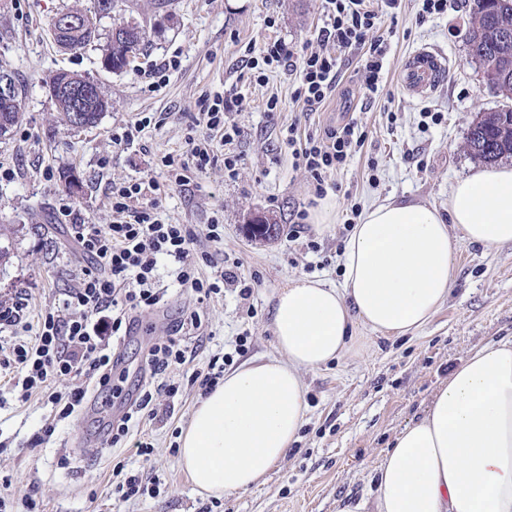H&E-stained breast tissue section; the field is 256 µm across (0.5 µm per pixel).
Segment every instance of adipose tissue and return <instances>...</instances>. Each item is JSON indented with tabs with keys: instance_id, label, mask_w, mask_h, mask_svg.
I'll return each mask as SVG.
<instances>
[{
	"instance_id": "adipose-tissue-1",
	"label": "adipose tissue",
	"mask_w": 512,
	"mask_h": 512,
	"mask_svg": "<svg viewBox=\"0 0 512 512\" xmlns=\"http://www.w3.org/2000/svg\"><path fill=\"white\" fill-rule=\"evenodd\" d=\"M463 243L512 245V166L458 181L444 215L398 200L365 210L344 243L341 287L289 280L271 308L275 356L225 374L181 433L179 464L199 490L260 485L298 440L304 372L345 355L356 327L385 338L424 327L451 292ZM373 477L376 495L360 512H512V339L453 369Z\"/></svg>"
}]
</instances>
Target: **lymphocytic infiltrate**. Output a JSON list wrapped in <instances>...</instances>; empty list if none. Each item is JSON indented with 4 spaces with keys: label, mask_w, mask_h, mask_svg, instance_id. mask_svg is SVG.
Segmentation results:
<instances>
[{
    "label": "lymphocytic infiltrate",
    "mask_w": 512,
    "mask_h": 512,
    "mask_svg": "<svg viewBox=\"0 0 512 512\" xmlns=\"http://www.w3.org/2000/svg\"><path fill=\"white\" fill-rule=\"evenodd\" d=\"M324 13V25L315 44L304 46L302 51H295L281 39L247 49V66L259 83L266 81L271 69L291 66L293 58H300V73L291 98L311 112L336 90L339 52L362 53V89L369 98L380 93L388 64V45L377 34L378 14L373 0H325ZM202 103L206 136H188L185 154L161 159L169 183L183 189L194 185L218 162L223 163L228 177L237 173L239 156L233 145L245 136L244 128L232 118L239 109V99L231 93H217L204 96ZM217 139L226 147L224 155L214 151ZM285 140L292 149L295 167L310 175L320 194L326 177L343 169L362 148L364 133L353 121L304 132L293 123L285 132ZM158 189L155 183L146 187L138 183L113 185L112 221L106 225L75 222L70 205L58 209L59 220L69 221L73 239L93 266L69 288L62 309L42 312L34 341L11 344L0 360L15 370L11 391L18 402L38 396L51 406V421L34 435L30 447L41 445L54 434L58 422L81 411L89 390L103 391L111 386L112 374L119 365L112 350L115 339L129 336L134 314L153 312L166 302L165 291L155 276L159 259L176 264L178 282L189 288L197 303L218 298L228 287L237 289L244 300L254 293L253 284L239 277L236 264L227 262L219 252L197 246L202 238L221 243L223 224L215 221L199 231L188 224L166 221L152 197ZM201 328V314L194 310L167 336L150 341L145 368L160 382L155 389H142L131 400L128 411L107 424L108 446L122 447L134 425L157 419L156 396L176 397L186 385L198 387L206 395L223 379L230 354L213 356L203 368L192 365L194 357L185 337ZM186 365L192 368L186 381L165 379L167 369ZM62 377L76 379V386L65 392L53 390V382Z\"/></svg>",
    "instance_id": "1"
}]
</instances>
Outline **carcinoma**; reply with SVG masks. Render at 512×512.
<instances>
[{
  "label": "carcinoma",
  "mask_w": 512,
  "mask_h": 512,
  "mask_svg": "<svg viewBox=\"0 0 512 512\" xmlns=\"http://www.w3.org/2000/svg\"><path fill=\"white\" fill-rule=\"evenodd\" d=\"M473 23L468 32L470 55L483 67L487 85L512 93V0H472ZM99 36L98 26L73 29L66 35L72 49H82ZM147 40L146 29L137 22L128 23L125 37L106 44L110 52V70L121 71L141 51ZM52 90L75 84L87 88L80 112L61 113V119L71 127L83 128L96 124L112 107L101 86L78 74L58 72L50 81ZM20 107L0 105V130L9 132L19 121ZM467 151L487 163L512 157V107L487 112L473 123L467 137Z\"/></svg>",
  "instance_id": "1"
}]
</instances>
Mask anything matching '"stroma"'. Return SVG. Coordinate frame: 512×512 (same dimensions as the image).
I'll return each mask as SVG.
<instances>
[{
  "label": "stroma",
  "instance_id": "1",
  "mask_svg": "<svg viewBox=\"0 0 512 512\" xmlns=\"http://www.w3.org/2000/svg\"><path fill=\"white\" fill-rule=\"evenodd\" d=\"M94 6L95 0H0V66L25 90L20 123L0 139V225L12 230L10 259L0 265V300H25L29 327L41 310L62 303L90 264L58 222L57 208L67 203L86 222L108 224L113 184L165 183L161 157L185 153L188 134L203 131L198 104L203 94L230 90L243 100L236 120L249 134L234 146L238 174L227 178L223 164H216L197 188L167 189L160 209L175 224H207L221 217V251L238 260L239 274L258 279L251 305L228 289L204 307L208 336L188 341L195 365L226 352L237 368L274 355L270 309L288 280L318 278L341 287L348 204L363 210L396 199L447 214L453 186L479 166L465 148L470 127L480 113L512 107V98L486 86L468 52L470 0H448L447 14L425 20L418 17V0H403L395 14L375 0L378 33L390 45L382 92L372 100L364 96L360 57L343 52L335 92L310 113L291 99L297 72L269 73L261 85L243 58L247 46L276 38L297 48L315 41L324 20L323 0H125L118 18L102 19L101 33H109L115 20L134 19L146 28L148 42L118 73L102 67L99 43L63 52L51 40L57 13ZM424 45L446 55L448 71L429 97L420 98L405 92L398 70ZM170 59L177 60V68L168 71L165 86L150 91L154 69ZM60 70L93 79L111 98L110 111L96 125L74 129L59 120L49 81ZM272 96L280 110L270 118L264 104ZM426 111L442 113L441 124L421 129ZM145 116L152 123L134 144H113V133ZM296 120L314 128L353 120L366 134L349 164L326 179L325 197H316L311 178L294 166L283 138L284 128ZM67 172L79 178V193L66 188ZM325 200L332 206L331 225L313 232L319 251L304 253L300 242L289 241L288 225L294 212H314ZM259 218L276 222L274 237L251 234L249 224ZM452 266V292L422 329L384 339L357 328L344 357L305 373L299 441L258 488L215 499L199 494L180 469L172 449L200 399L196 390L185 389L175 398L171 418L144 424L142 432L153 444L150 455L102 446L93 418L83 413L60 423L48 442L31 449L27 442L51 409L36 398L18 404L7 393L10 376L3 372L0 480H11L15 498L33 495L43 512H345L372 499L371 477L391 439L424 416L449 371L472 350L512 336V246L463 244ZM158 275L168 289L167 305L145 316L142 333L122 345L128 390L142 382L149 338L164 336L195 306L178 288L170 265L160 264ZM28 329L11 334L26 340ZM245 330L247 350L235 354L234 341ZM119 462L159 481V495L118 501L112 468Z\"/></svg>",
  "mask_w": 512,
  "mask_h": 512
}]
</instances>
